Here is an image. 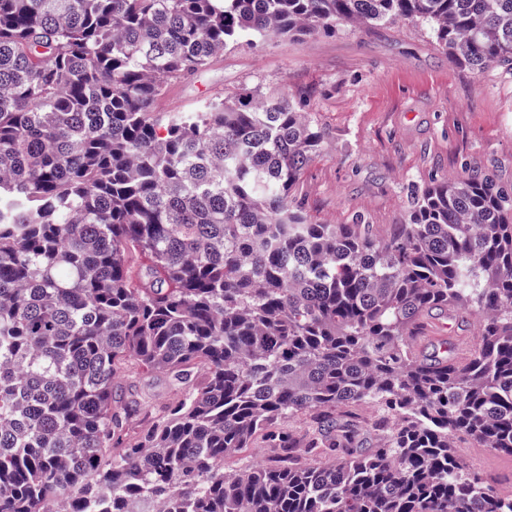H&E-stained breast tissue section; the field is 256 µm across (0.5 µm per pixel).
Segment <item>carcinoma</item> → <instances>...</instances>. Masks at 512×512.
I'll return each instance as SVG.
<instances>
[{
  "instance_id": "obj_1",
  "label": "carcinoma",
  "mask_w": 512,
  "mask_h": 512,
  "mask_svg": "<svg viewBox=\"0 0 512 512\" xmlns=\"http://www.w3.org/2000/svg\"><path fill=\"white\" fill-rule=\"evenodd\" d=\"M400 20L512 73V0H0V512H512L455 451L512 457V188L314 224L289 97L154 111L242 42ZM450 309L465 357L416 351ZM129 360L180 389L139 432Z\"/></svg>"
}]
</instances>
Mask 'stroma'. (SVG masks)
Listing matches in <instances>:
<instances>
[{
	"label": "stroma",
	"mask_w": 512,
	"mask_h": 512,
	"mask_svg": "<svg viewBox=\"0 0 512 512\" xmlns=\"http://www.w3.org/2000/svg\"><path fill=\"white\" fill-rule=\"evenodd\" d=\"M245 88L300 100L321 130V150L295 190L313 223L359 220L377 233L407 223L435 177L478 170L512 188V75L460 67L418 23L345 25L300 42L242 44L192 80L169 82L157 109L189 112ZM124 378L142 392L137 430L177 395L166 376L134 362ZM457 454L512 495V457L469 439Z\"/></svg>",
	"instance_id": "obj_1"
}]
</instances>
